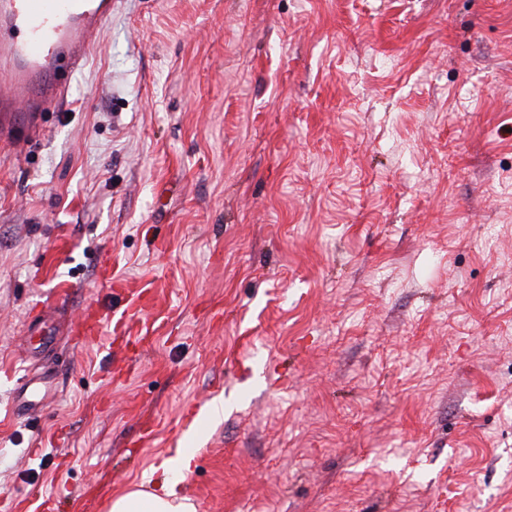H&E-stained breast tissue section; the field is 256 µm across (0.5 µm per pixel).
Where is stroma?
<instances>
[{"label": "stroma", "mask_w": 512, "mask_h": 512, "mask_svg": "<svg viewBox=\"0 0 512 512\" xmlns=\"http://www.w3.org/2000/svg\"><path fill=\"white\" fill-rule=\"evenodd\" d=\"M44 129L0 143V512L181 448L196 512H512V0H117Z\"/></svg>", "instance_id": "obj_1"}]
</instances>
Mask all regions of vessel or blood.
<instances>
[{"mask_svg": "<svg viewBox=\"0 0 512 512\" xmlns=\"http://www.w3.org/2000/svg\"><path fill=\"white\" fill-rule=\"evenodd\" d=\"M113 0H0V140L24 143L69 93L112 18Z\"/></svg>", "mask_w": 512, "mask_h": 512, "instance_id": "b4317fda", "label": "vessel or blood"}]
</instances>
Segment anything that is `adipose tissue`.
<instances>
[{"mask_svg": "<svg viewBox=\"0 0 512 512\" xmlns=\"http://www.w3.org/2000/svg\"><path fill=\"white\" fill-rule=\"evenodd\" d=\"M191 458V451H184L181 458L169 466V475L158 490L132 491L114 497L110 512H195L194 506L175 490L177 482L188 472Z\"/></svg>", "mask_w": 512, "mask_h": 512, "instance_id": "adipose-tissue-1", "label": "adipose tissue"}]
</instances>
